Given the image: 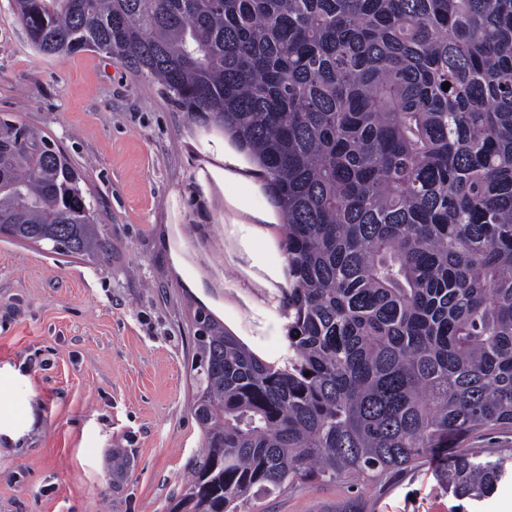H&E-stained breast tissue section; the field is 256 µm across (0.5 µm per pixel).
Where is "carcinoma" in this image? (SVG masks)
<instances>
[{"label":"carcinoma","mask_w":512,"mask_h":512,"mask_svg":"<svg viewBox=\"0 0 512 512\" xmlns=\"http://www.w3.org/2000/svg\"><path fill=\"white\" fill-rule=\"evenodd\" d=\"M13 4L38 53L117 58L224 136L280 220L284 352L196 309L201 450L169 512L450 451L448 491L493 492L507 459L449 445L512 427V0ZM2 238L110 257L67 154L7 115Z\"/></svg>","instance_id":"obj_1"}]
</instances>
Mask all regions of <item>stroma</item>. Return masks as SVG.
<instances>
[{
  "instance_id": "obj_1",
  "label": "stroma",
  "mask_w": 512,
  "mask_h": 512,
  "mask_svg": "<svg viewBox=\"0 0 512 512\" xmlns=\"http://www.w3.org/2000/svg\"><path fill=\"white\" fill-rule=\"evenodd\" d=\"M0 114L35 127L82 172L106 265L0 240V512H168L201 445L191 403L193 315L240 316L200 278L186 229L226 231L250 264L284 258L241 155L207 135L155 82L95 52L48 59L0 0ZM224 193L225 211L201 195ZM482 458L512 454V429L459 436ZM436 459L377 485L306 482L245 512H506L512 474L482 500L443 486Z\"/></svg>"
}]
</instances>
